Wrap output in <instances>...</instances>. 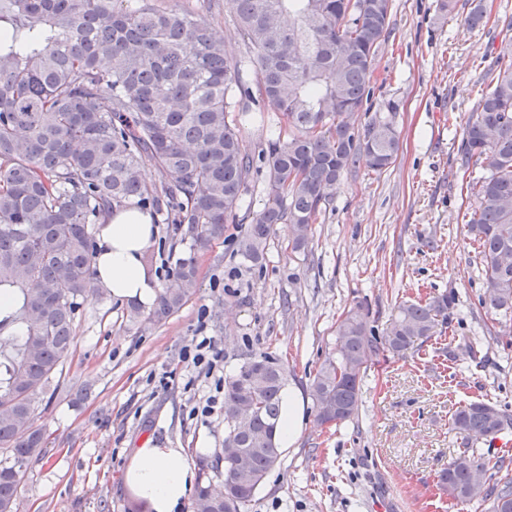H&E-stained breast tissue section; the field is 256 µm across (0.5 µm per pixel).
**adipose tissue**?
<instances>
[{"label":"adipose tissue","mask_w":512,"mask_h":512,"mask_svg":"<svg viewBox=\"0 0 512 512\" xmlns=\"http://www.w3.org/2000/svg\"><path fill=\"white\" fill-rule=\"evenodd\" d=\"M158 233L149 213L130 206L100 225L91 286L122 301L152 304L159 293L144 254ZM195 478L194 465L183 449L148 446L135 449L125 483L150 512H173Z\"/></svg>","instance_id":"1"}]
</instances>
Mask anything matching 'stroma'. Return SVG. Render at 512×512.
I'll use <instances>...</instances> for the list:
<instances>
[{
    "mask_svg": "<svg viewBox=\"0 0 512 512\" xmlns=\"http://www.w3.org/2000/svg\"><path fill=\"white\" fill-rule=\"evenodd\" d=\"M483 2V26L466 17ZM392 0L391 30L375 58L372 109L399 110L396 162L378 173L360 166L332 189L311 227L306 251H293L279 225L263 266L237 252L244 224L195 251L159 227L144 260L159 286L183 257L197 277L183 307L157 322L147 307L87 291L75 315L71 356L35 405L41 455L21 487L18 512H134L122 476L135 449L180 448L196 464L220 461L224 413L201 416L219 375L254 355L280 359L304 401L303 424L244 512H484L440 493L437 474L461 448L451 431L460 405L512 409V347L481 338V325L512 321L478 304L481 257L466 235L474 207L467 186L483 174L462 166L468 118L487 90L503 49L512 50V0ZM455 295L442 335L401 357L375 356L361 381L358 418L316 421L311 383L336 355V323L356 305L386 327L404 301ZM216 337L222 374L185 363L197 332ZM480 337L477 354L466 338Z\"/></svg>",
    "mask_w": 512,
    "mask_h": 512,
    "instance_id": "obj_1",
    "label": "stroma"
}]
</instances>
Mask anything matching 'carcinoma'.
Wrapping results in <instances>:
<instances>
[{"label":"carcinoma","mask_w":512,"mask_h":512,"mask_svg":"<svg viewBox=\"0 0 512 512\" xmlns=\"http://www.w3.org/2000/svg\"><path fill=\"white\" fill-rule=\"evenodd\" d=\"M242 51L227 55L222 30L160 0H0V512L18 494L44 436L36 399L72 353L75 312L93 272L91 225L135 205L185 232L196 249L240 223L243 196L264 173L263 207L237 245L262 266L274 226L292 249L308 247L328 191L360 159L381 172L400 150L392 120L361 123L372 64L390 30L391 0H224ZM279 117L287 138L249 147L241 117ZM486 174L474 187L467 234L482 258L479 304L512 313V54L497 56L489 90L467 120L461 164ZM161 175L142 180L144 161ZM195 256L180 259L153 309L178 312L194 287ZM454 295L405 301L384 329L369 310L336 326V357L316 371L317 411L332 424L358 417L360 382L372 357L400 356L450 324ZM285 371L268 354L224 380V491L203 466L193 512H243L280 462L277 432ZM248 409V428L237 420ZM451 429L464 448L437 487L484 512H512V463L477 452L480 439L512 431V411L482 401L460 406ZM493 469L482 495L473 472Z\"/></svg>","instance_id":"carcinoma-1"}]
</instances>
